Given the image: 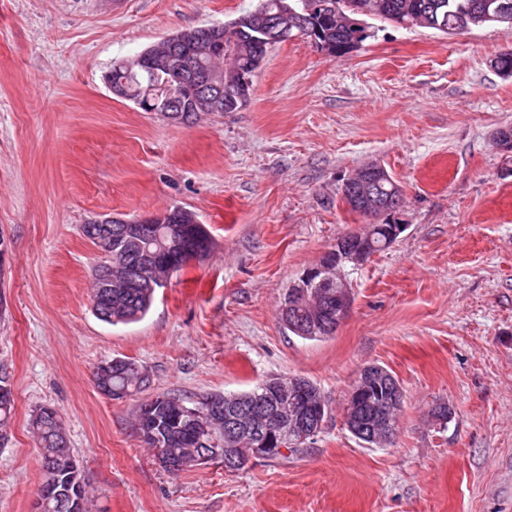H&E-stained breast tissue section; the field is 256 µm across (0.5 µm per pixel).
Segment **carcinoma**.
<instances>
[{"mask_svg":"<svg viewBox=\"0 0 512 512\" xmlns=\"http://www.w3.org/2000/svg\"><path fill=\"white\" fill-rule=\"evenodd\" d=\"M369 13L372 18L396 23L409 21L417 27L437 30L446 35L466 32L474 27L487 24H503L502 13L512 16V0H259L252 10L232 22L214 27L196 28L168 40H162L147 48V51L165 52L174 46L176 52L185 58L188 69L178 73L166 71L160 63L152 69L136 75L125 73L123 62L112 65V94L122 100L127 99L122 82L132 81L140 85L162 116L172 101L182 104L189 112L191 121L208 112H234L245 105L251 96L252 84L237 88L233 101L214 103L200 91L196 79L189 71L200 68L208 61L195 55L194 46L200 42L223 43L224 53L218 59L222 65L233 64L251 79L261 67L268 48L261 47V37L273 27H286L284 37L277 43H285L295 38H303L332 59L343 57L362 46L374 33L367 26H351L348 23L350 11ZM380 188L374 200L383 205L390 190H395L397 200H402L399 183L385 171L379 178ZM194 213L185 211L171 224L159 225L160 235L152 243H147L138 235L127 231V225H112V240L99 234L98 225L84 224L81 232L95 247L101 250L106 264L95 272L93 309L96 316L111 325L129 324L145 317L148 313L156 289L148 281L166 280L180 271L204 243L211 246V238L202 224L193 223ZM112 270V287L105 288L104 277ZM336 283H316L310 288L311 305L321 307L324 298L336 294ZM284 327L296 336L307 340H321L336 332L338 323L326 311L316 321L309 320V310L290 307L288 313L281 314ZM97 388L106 383L112 390V399L138 395L149 388V374L139 364L124 358L112 359V370L106 378L94 372ZM316 387L304 376H271L253 389L243 393H210L188 406L179 397L157 394L143 400L137 409L136 421L145 423L141 440L155 450L160 466L174 473L166 464V459L179 457L185 460V470L206 466L210 460L202 458V452L209 448L219 449L228 472L234 473L247 464L242 448L254 444L253 437H235L226 423L224 404L234 405V416L241 425L254 427L262 420L277 429L289 452L296 454L304 446L294 443L292 429L288 427V406L290 399L299 397L302 387ZM401 389L399 381L390 373L376 380L363 395L360 405L350 414V432L367 445L381 446L396 434L397 424H392L389 435L376 432L375 422L386 401L393 392ZM221 410L220 417L210 414V408ZM42 450L43 478L38 496L49 491L55 497L47 501L45 512H61L57 508L58 497H69L74 482L82 477L71 478L66 460L72 456L66 434L63 431L57 412L42 406L32 418Z\"/></svg>","mask_w":512,"mask_h":512,"instance_id":"obj_1","label":"carcinoma"}]
</instances>
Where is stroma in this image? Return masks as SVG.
Here are the masks:
<instances>
[{"label": "stroma", "mask_w": 512, "mask_h": 512, "mask_svg": "<svg viewBox=\"0 0 512 512\" xmlns=\"http://www.w3.org/2000/svg\"><path fill=\"white\" fill-rule=\"evenodd\" d=\"M256 0H0V374L14 412L0 512H31L42 481L31 418L54 408L92 512H512V29L456 36L373 21L331 59L304 39L270 48L245 106L175 124L116 98L105 75L171 34L230 22ZM377 162L399 181L405 231L351 270L333 336L281 323L291 281L367 217L342 182ZM194 212L213 241L157 289L146 317L93 311L100 213ZM115 357L150 393L193 404L269 376L313 380L330 415L309 448L172 475L145 448L135 400L94 383ZM388 368L403 407L386 447L345 423L360 370ZM445 403L449 420L432 409Z\"/></svg>", "instance_id": "stroma-1"}]
</instances>
